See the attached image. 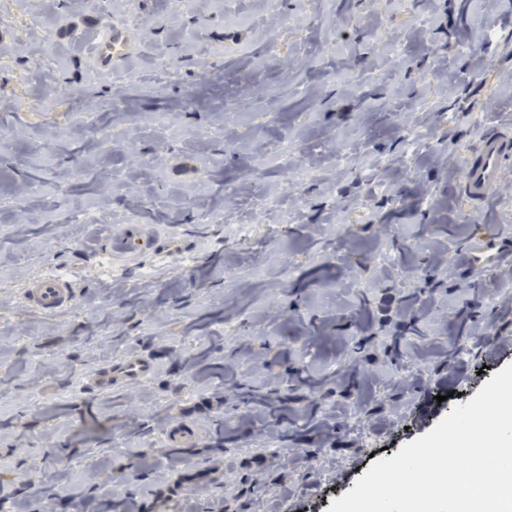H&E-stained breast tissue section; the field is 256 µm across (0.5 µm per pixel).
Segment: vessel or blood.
Segmentation results:
<instances>
[{"label":"vessel or blood","mask_w":512,"mask_h":512,"mask_svg":"<svg viewBox=\"0 0 512 512\" xmlns=\"http://www.w3.org/2000/svg\"><path fill=\"white\" fill-rule=\"evenodd\" d=\"M512 175V140L500 135L487 137L477 151L476 159L462 168V180L469 197L486 200L491 186ZM166 238L157 225L126 224L114 232L103 249L113 261L129 264L141 263L144 258L162 251ZM75 299L73 285L56 274L31 279L24 292V304L45 315H55L69 308ZM155 371L151 358L133 356L120 364L105 368L94 385L102 392L130 383L139 382Z\"/></svg>","instance_id":"b4317fda"}]
</instances>
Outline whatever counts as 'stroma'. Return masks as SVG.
<instances>
[{
  "label": "stroma",
  "instance_id": "35a3bbf8",
  "mask_svg": "<svg viewBox=\"0 0 512 512\" xmlns=\"http://www.w3.org/2000/svg\"><path fill=\"white\" fill-rule=\"evenodd\" d=\"M110 27L127 44L105 69ZM494 131L512 137V0H0V512H38L31 483L58 512H183L196 485L194 512H328L512 364L491 332L479 357L449 356L471 307L512 332V175L483 202L460 186ZM123 224L168 229L149 276L101 274ZM49 272L78 288L53 317L21 297ZM413 316L406 371L349 362ZM131 355L154 359L148 382L93 389ZM300 364L320 413L350 416L282 468L236 385ZM341 367L353 396L327 393ZM393 382L399 401L356 413ZM161 417L198 432L175 471Z\"/></svg>",
  "mask_w": 512,
  "mask_h": 512
}]
</instances>
